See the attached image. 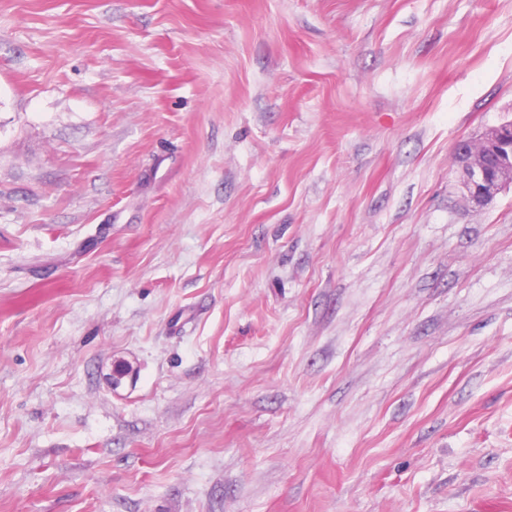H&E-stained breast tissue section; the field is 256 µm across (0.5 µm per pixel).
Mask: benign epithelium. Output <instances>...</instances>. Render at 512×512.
Masks as SVG:
<instances>
[{
    "instance_id": "1",
    "label": "benign epithelium",
    "mask_w": 512,
    "mask_h": 512,
    "mask_svg": "<svg viewBox=\"0 0 512 512\" xmlns=\"http://www.w3.org/2000/svg\"><path fill=\"white\" fill-rule=\"evenodd\" d=\"M462 185L468 201L479 208L512 186V121L490 126L473 141L456 145Z\"/></svg>"
}]
</instances>
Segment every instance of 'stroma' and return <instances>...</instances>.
Returning a JSON list of instances; mask_svg holds the SVG:
<instances>
[{"instance_id": "35a3bbf8", "label": "stroma", "mask_w": 512, "mask_h": 512, "mask_svg": "<svg viewBox=\"0 0 512 512\" xmlns=\"http://www.w3.org/2000/svg\"><path fill=\"white\" fill-rule=\"evenodd\" d=\"M512 0H0V512H512ZM462 185L468 201L484 208L512 186V121L490 126L474 141H461Z\"/></svg>"}]
</instances>
